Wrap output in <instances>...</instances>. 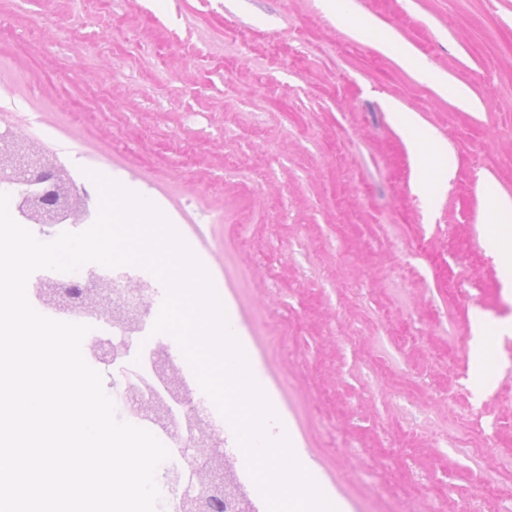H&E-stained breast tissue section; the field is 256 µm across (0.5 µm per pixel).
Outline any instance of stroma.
I'll use <instances>...</instances> for the list:
<instances>
[{"mask_svg": "<svg viewBox=\"0 0 512 512\" xmlns=\"http://www.w3.org/2000/svg\"><path fill=\"white\" fill-rule=\"evenodd\" d=\"M510 42L506 0H0V86L167 215L342 512H512V284L481 223L512 201ZM431 137L452 177L424 198ZM474 365L477 373H485L492 353V344L496 333L479 322L475 326Z\"/></svg>", "mask_w": 512, "mask_h": 512, "instance_id": "obj_1", "label": "stroma"}]
</instances>
